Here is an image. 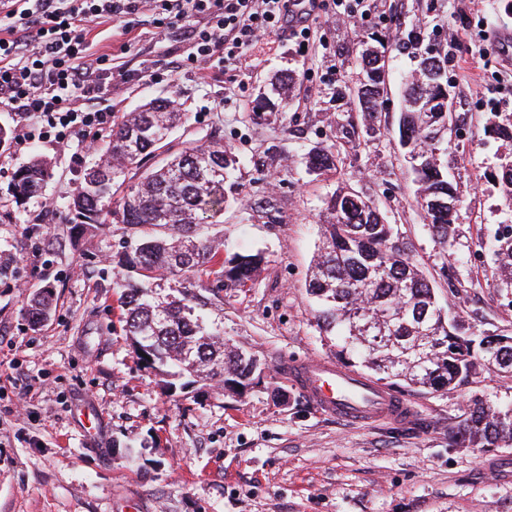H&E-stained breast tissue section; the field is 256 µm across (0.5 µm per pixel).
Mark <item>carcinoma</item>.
Segmentation results:
<instances>
[{
	"label": "carcinoma",
	"mask_w": 512,
	"mask_h": 512,
	"mask_svg": "<svg viewBox=\"0 0 512 512\" xmlns=\"http://www.w3.org/2000/svg\"><path fill=\"white\" fill-rule=\"evenodd\" d=\"M367 80L362 111L372 118L382 110L383 65L370 50L361 56ZM448 59L426 52L418 75L406 80L398 117L399 145L419 156L413 168L418 198H458L439 163L448 151V103L439 101L441 73ZM487 132L512 144V113L500 112ZM187 113L169 99H153L125 114L98 161L83 173L68 209L80 233L109 224H124L131 240L112 255L126 271L117 281L123 331L133 344L153 349L150 367L169 377L196 374L202 381L219 378L224 391L240 395L267 377L252 355L224 342V324H207L195 313L199 298L160 295L155 280L203 272L226 288L246 286L262 271L261 253H222L203 237L201 224L224 211L225 187L233 181L237 161L212 138L185 142L175 150L170 137ZM155 154L161 160L139 177L132 171ZM335 146L309 151L312 173L338 170ZM49 177L48 163L33 158L14 174L16 198L39 194ZM491 178L512 204V153L504 156ZM427 226L443 247L453 245V213L424 208ZM320 244L310 268L307 294L316 305L319 332L334 347L336 360L360 369L391 387L439 391L468 380L478 366H499L494 354L512 370V336L476 333L440 305L435 288L412 261L394 225L374 202L350 185L340 186L325 201L319 222ZM498 262L505 284L512 285V225L499 239ZM52 310L47 293L29 304L31 322L41 323ZM469 448L512 445V407L477 399L463 424L451 432Z\"/></svg>",
	"instance_id": "obj_1"
}]
</instances>
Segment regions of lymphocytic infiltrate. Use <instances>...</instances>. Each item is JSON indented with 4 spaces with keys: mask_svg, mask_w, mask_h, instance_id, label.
<instances>
[{
    "mask_svg": "<svg viewBox=\"0 0 512 512\" xmlns=\"http://www.w3.org/2000/svg\"><path fill=\"white\" fill-rule=\"evenodd\" d=\"M148 0H0V100L16 117L19 142L34 130L52 129L59 142L76 139L96 149L112 129V109L101 101L112 84V70L92 53V33L103 20L124 21ZM291 0H159L155 20L166 31L171 20L205 16L191 30L187 60L206 70L215 53L236 58L260 34L285 32L306 42V16L293 14Z\"/></svg>",
    "mask_w": 512,
    "mask_h": 512,
    "instance_id": "f902f5d3",
    "label": "lymphocytic infiltrate"
}]
</instances>
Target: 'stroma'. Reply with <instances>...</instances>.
<instances>
[{"label":"stroma","instance_id":"stroma-1","mask_svg":"<svg viewBox=\"0 0 512 512\" xmlns=\"http://www.w3.org/2000/svg\"><path fill=\"white\" fill-rule=\"evenodd\" d=\"M331 12L319 9L307 47L267 33L238 59L215 54L204 74L185 64L191 21L161 38L148 10L131 34H102L96 48L114 66V111L177 99L189 120L172 143L216 135L238 159L239 187L210 233L229 252L263 253L265 264L246 287L207 292L201 312L269 370L240 396L147 368L122 330L114 286L112 254L127 230L81 237L66 210L93 155L49 137L18 145L13 115L0 109V257L11 261L0 278V512H512V479L484 468H512V445L482 452L449 437L472 400L512 403V374L481 368L461 387L404 393L410 418L361 425L321 414L284 376L288 362L332 356L306 277L323 201L343 184L396 225L445 309L512 336V296L498 286L489 247L512 224L490 178L512 148L487 132L495 113H512V96L499 92L512 55L498 49L512 0H372L368 15L334 22ZM414 31L450 53L461 134L440 161L461 201L448 251L425 224L398 144L402 79L418 60L394 44ZM381 45L394 107L368 122L348 90L363 51ZM287 73L296 81L286 100L254 111L268 80ZM335 143L339 172L308 173L306 152ZM35 155L50 162V178L40 195L16 201L14 172ZM47 289L52 312L33 325L28 302Z\"/></svg>","mask_w":512,"mask_h":512}]
</instances>
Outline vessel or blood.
<instances>
[{"mask_svg":"<svg viewBox=\"0 0 512 512\" xmlns=\"http://www.w3.org/2000/svg\"><path fill=\"white\" fill-rule=\"evenodd\" d=\"M288 377L317 408L347 422L402 419L410 413L404 399L331 361L289 365Z\"/></svg>","mask_w":512,"mask_h":512,"instance_id":"1","label":"vessel or blood"}]
</instances>
